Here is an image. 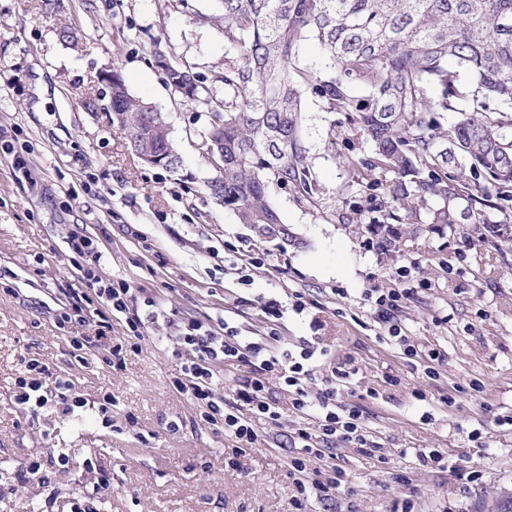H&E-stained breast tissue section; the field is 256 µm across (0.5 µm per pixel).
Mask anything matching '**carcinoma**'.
Wrapping results in <instances>:
<instances>
[{"label": "carcinoma", "mask_w": 512, "mask_h": 512, "mask_svg": "<svg viewBox=\"0 0 512 512\" xmlns=\"http://www.w3.org/2000/svg\"><path fill=\"white\" fill-rule=\"evenodd\" d=\"M220 2L224 43L238 54L219 77L224 95L189 65L164 74L174 94L204 100L223 122L224 170L207 189L240 223L285 231L267 198L271 183L320 209L302 136L311 95L350 116L351 136L370 145L350 160L360 184L383 189L404 210L364 226L384 233L386 250L417 234V209L431 202L432 224L454 229L461 204L478 238L512 244V0ZM310 39L323 50L322 68L301 61ZM355 84L369 95H351ZM430 85L439 96H427ZM448 111L459 118L446 129L437 115ZM112 112L123 128L166 124L123 80Z\"/></svg>", "instance_id": "obj_1"}]
</instances>
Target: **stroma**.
Masks as SVG:
<instances>
[{"mask_svg":"<svg viewBox=\"0 0 512 512\" xmlns=\"http://www.w3.org/2000/svg\"><path fill=\"white\" fill-rule=\"evenodd\" d=\"M218 14L217 0H0V512H70L102 478L112 495L100 512H499L512 500V426L501 422L512 416V250L468 237L463 218L452 231L432 227L426 209L424 231L383 250L361 227L398 203L379 189L353 192L351 160L368 147L311 97L303 136L321 209L272 186L286 237L239 223L205 187L215 175L207 105L180 102L155 64L161 53L198 65L214 84L235 57ZM115 69L165 114L177 171L127 149L101 80ZM76 235L97 241L98 277L126 280L176 319H224L254 336L264 305H285L282 342L316 349L308 388L335 386L337 405L357 409L365 428L367 452L340 442L308 465L312 477L342 471L331 498L298 493L286 440L315 420L288 399L279 425H259L255 447L234 455V438L173 386L175 324L148 325L138 342L97 303L86 322L63 320L83 275ZM372 288L409 289L396 320L415 357L386 340L365 297ZM29 359L45 387L69 380L83 406L18 405ZM421 450L439 451L442 466L420 462Z\"/></svg>","mask_w":512,"mask_h":512,"instance_id":"obj_1","label":"stroma"}]
</instances>
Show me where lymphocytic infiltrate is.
I'll list each match as a JSON object with an SVG mask.
<instances>
[{
    "label": "lymphocytic infiltrate",
    "mask_w": 512,
    "mask_h": 512,
    "mask_svg": "<svg viewBox=\"0 0 512 512\" xmlns=\"http://www.w3.org/2000/svg\"><path fill=\"white\" fill-rule=\"evenodd\" d=\"M72 250L87 268L82 287L72 291L75 303L96 296L111 312L124 316L131 337L137 339L141 338L147 323L167 319V312L154 299L138 300L126 281L106 282L95 277L92 269L100 264L102 253L92 238H78ZM137 302L143 303L144 312L134 311L133 305ZM264 314L265 333L248 339L240 337L236 328L226 324L216 327L194 320L184 323L173 351L181 363V374L175 387L192 401L203 404L202 418L206 423L224 428L235 438L239 448L245 449L252 447L257 439L256 420L275 423L280 418L279 395H273L268 387L269 378H277L280 395H287L292 408L313 412L316 418L315 427L297 429L294 436L296 454L290 465L298 488L301 494L328 498L339 487V479L332 474L321 481H306L307 463L311 457L322 456L321 446L328 442L365 444L361 416L358 411L337 407L334 389L316 395L308 390L306 381L315 352L306 343L294 350L281 342L277 333L284 314L281 302L270 300ZM235 363L248 364L250 377L238 391L235 401L226 403L215 397L213 379L220 367ZM38 370L37 362L28 363L27 376L18 381L17 404L33 410L55 400L82 406L83 400L74 392L70 381L56 380L53 389L44 390Z\"/></svg>",
    "instance_id": "1"
}]
</instances>
